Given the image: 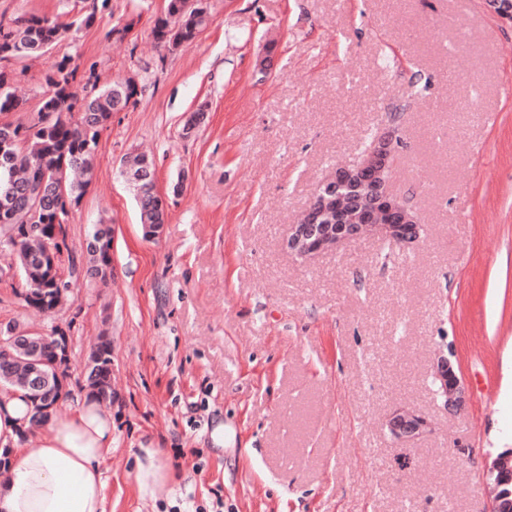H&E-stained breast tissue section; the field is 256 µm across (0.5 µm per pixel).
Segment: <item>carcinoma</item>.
<instances>
[{
    "label": "carcinoma",
    "mask_w": 512,
    "mask_h": 512,
    "mask_svg": "<svg viewBox=\"0 0 512 512\" xmlns=\"http://www.w3.org/2000/svg\"><path fill=\"white\" fill-rule=\"evenodd\" d=\"M97 3L91 11L69 23L48 16L30 15L9 23L0 21V60L43 56L57 46L72 30L94 23ZM209 23V14L199 6H187L186 0H164L163 9L155 16L151 35L157 45L179 47L192 43ZM79 65L74 57L64 54L53 59L44 73L47 91L37 113L25 121L0 124V132H8L12 143L9 154L0 157V189L14 182L16 192L12 205L0 213V252L16 257L25 289L20 296L25 305L54 311L66 298L69 284L62 280L59 268L39 260L47 256L60 262L65 241L60 239L62 225L67 223L70 208L77 203L92 182L94 157L101 132L108 127L112 113L135 102L139 90L128 80L108 83H81ZM20 100L16 95L14 75L0 71V114L16 111ZM153 171V161L143 154H131L121 162V172ZM52 188L56 204L46 211L35 205L41 187ZM144 238H152L147 225L165 223L164 207L154 192L153 180L133 183ZM112 274V256L99 253L92 258L90 276L106 281ZM40 368L49 375L54 386L51 364L56 361L53 344L43 345ZM89 361L95 363L96 377L87 380L90 392L105 404H112V341L99 336ZM31 364L23 358L9 364L0 362V383L25 393L31 404L36 397L27 385Z\"/></svg>",
    "instance_id": "obj_1"
}]
</instances>
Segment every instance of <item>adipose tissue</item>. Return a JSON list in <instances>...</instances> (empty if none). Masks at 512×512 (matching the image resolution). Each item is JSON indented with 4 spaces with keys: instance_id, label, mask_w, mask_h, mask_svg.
Returning <instances> with one entry per match:
<instances>
[{
    "instance_id": "adipose-tissue-1",
    "label": "adipose tissue",
    "mask_w": 512,
    "mask_h": 512,
    "mask_svg": "<svg viewBox=\"0 0 512 512\" xmlns=\"http://www.w3.org/2000/svg\"><path fill=\"white\" fill-rule=\"evenodd\" d=\"M31 410L20 393L0 390V447L9 451L0 512H107L102 466L112 454L111 411L90 396L78 398L29 447L24 434Z\"/></svg>"
}]
</instances>
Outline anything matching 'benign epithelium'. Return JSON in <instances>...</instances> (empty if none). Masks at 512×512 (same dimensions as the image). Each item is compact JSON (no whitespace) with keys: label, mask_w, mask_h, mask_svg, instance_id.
I'll list each match as a JSON object with an SVG mask.
<instances>
[{"label":"benign epithelium","mask_w":512,"mask_h":512,"mask_svg":"<svg viewBox=\"0 0 512 512\" xmlns=\"http://www.w3.org/2000/svg\"><path fill=\"white\" fill-rule=\"evenodd\" d=\"M398 145L392 136H382L351 165L340 166L322 184L323 193L313 197L296 223L289 225L287 247L291 255L307 260L338 249L361 236L390 240L398 245L415 242L419 237L418 217L390 187ZM354 188L366 194L367 208L360 224H323L331 209L341 212L350 204L343 189ZM43 346V337L33 331L0 329V355L10 360L21 354L35 359ZM454 351L438 350L432 367L435 395L448 411L466 405V391L453 361ZM391 438L398 444L418 440L430 432L427 418L415 411L399 408L386 419ZM489 497V512H512V448L498 452L487 464L482 476Z\"/></svg>","instance_id":"benign-epithelium-1"}]
</instances>
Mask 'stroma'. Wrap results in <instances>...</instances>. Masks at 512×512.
<instances>
[{
  "label": "stroma",
  "mask_w": 512,
  "mask_h": 512,
  "mask_svg": "<svg viewBox=\"0 0 512 512\" xmlns=\"http://www.w3.org/2000/svg\"><path fill=\"white\" fill-rule=\"evenodd\" d=\"M205 3L211 23L188 46L154 44L163 0H108L57 47L99 82L133 78L139 95L101 133L64 226L70 301L51 316L24 308L0 255V324L67 330L75 373L109 334L110 512H488L487 457L512 448V22L488 0ZM82 6L0 0V15L68 22ZM46 68L0 60L22 114L37 111ZM391 129V188L418 240L289 254L288 226L318 184ZM133 151L151 155L167 200L152 241L120 174ZM102 221L105 284L87 275ZM447 344L467 394L457 413L430 383ZM397 408L431 433L396 444L385 421ZM145 448L172 476L154 501L139 493Z\"/></svg>",
  "instance_id": "35a3bbf8"
}]
</instances>
